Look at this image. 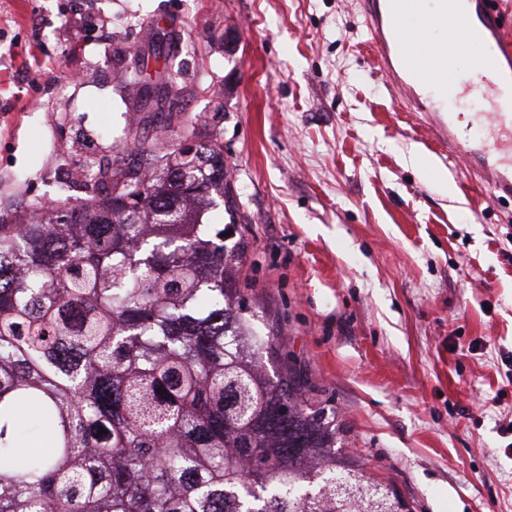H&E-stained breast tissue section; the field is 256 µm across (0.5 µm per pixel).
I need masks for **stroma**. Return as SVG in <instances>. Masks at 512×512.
Here are the masks:
<instances>
[{
  "label": "stroma",
  "mask_w": 512,
  "mask_h": 512,
  "mask_svg": "<svg viewBox=\"0 0 512 512\" xmlns=\"http://www.w3.org/2000/svg\"><path fill=\"white\" fill-rule=\"evenodd\" d=\"M175 38L165 111L217 139L235 286L412 512H512V200L394 98L361 0H0V224L170 145L124 73Z\"/></svg>",
  "instance_id": "35a3bbf8"
}]
</instances>
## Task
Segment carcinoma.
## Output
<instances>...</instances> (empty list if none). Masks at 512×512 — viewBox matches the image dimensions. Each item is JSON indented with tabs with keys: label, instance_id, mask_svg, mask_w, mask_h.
Segmentation results:
<instances>
[{
	"label": "carcinoma",
	"instance_id": "1",
	"mask_svg": "<svg viewBox=\"0 0 512 512\" xmlns=\"http://www.w3.org/2000/svg\"><path fill=\"white\" fill-rule=\"evenodd\" d=\"M135 149L84 201L0 224V512H362L336 479L379 482L336 463L291 366L263 371L239 247L202 222L214 194L235 217L219 142Z\"/></svg>",
	"mask_w": 512,
	"mask_h": 512
}]
</instances>
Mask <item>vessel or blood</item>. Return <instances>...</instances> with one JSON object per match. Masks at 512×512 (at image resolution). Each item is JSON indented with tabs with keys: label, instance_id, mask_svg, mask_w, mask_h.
Here are the masks:
<instances>
[{
	"label": "vessel or blood",
	"instance_id": "1",
	"mask_svg": "<svg viewBox=\"0 0 512 512\" xmlns=\"http://www.w3.org/2000/svg\"><path fill=\"white\" fill-rule=\"evenodd\" d=\"M372 23L370 47L381 72L416 111L431 115L437 144L482 168L498 195L512 197V42L494 0H364ZM467 42L479 50L473 77L460 70L443 43ZM490 98V111L473 113L461 135L460 105Z\"/></svg>",
	"mask_w": 512,
	"mask_h": 512
}]
</instances>
